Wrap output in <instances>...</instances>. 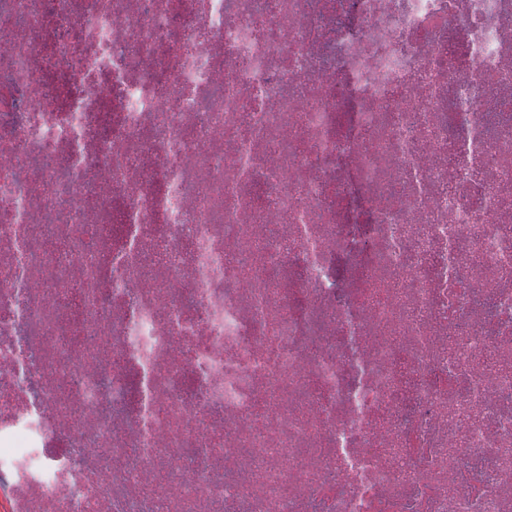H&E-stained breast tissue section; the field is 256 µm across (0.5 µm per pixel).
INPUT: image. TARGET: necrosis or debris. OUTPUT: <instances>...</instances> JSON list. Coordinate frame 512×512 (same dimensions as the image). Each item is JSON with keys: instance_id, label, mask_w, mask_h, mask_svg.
<instances>
[{"instance_id": "obj_1", "label": "necrosis or debris", "mask_w": 512, "mask_h": 512, "mask_svg": "<svg viewBox=\"0 0 512 512\" xmlns=\"http://www.w3.org/2000/svg\"><path fill=\"white\" fill-rule=\"evenodd\" d=\"M0 512H512V0H0Z\"/></svg>"}]
</instances>
